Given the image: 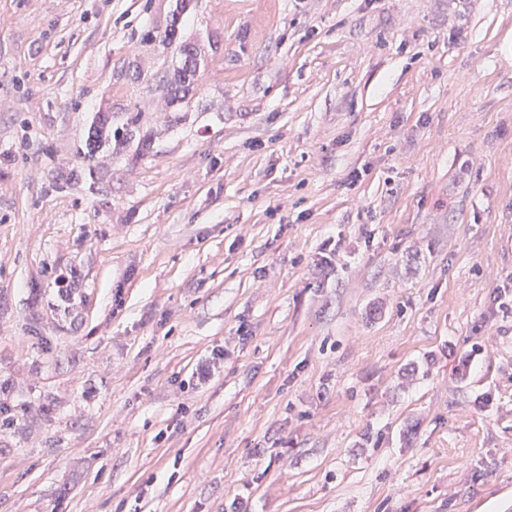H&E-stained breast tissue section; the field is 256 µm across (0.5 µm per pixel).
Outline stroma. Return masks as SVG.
Masks as SVG:
<instances>
[{
	"label": "stroma",
	"instance_id": "obj_1",
	"mask_svg": "<svg viewBox=\"0 0 512 512\" xmlns=\"http://www.w3.org/2000/svg\"><path fill=\"white\" fill-rule=\"evenodd\" d=\"M174 7L0 0V512H512V0ZM193 0H176L175 8L169 26L163 31L159 42L166 47L175 45L179 57V65L169 71L163 81V91L169 104H181L185 102L195 90L198 72L200 69V55L197 47L193 43L180 42L177 43V32L179 24L184 14ZM112 105L100 106L90 122L84 146L77 149L76 157L80 160L79 173L87 174L94 179L98 170L94 160L101 151L128 143L139 132L140 113L124 112L123 122L114 127L112 124Z\"/></svg>",
	"mask_w": 512,
	"mask_h": 512
}]
</instances>
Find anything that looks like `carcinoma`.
<instances>
[{"instance_id": "obj_1", "label": "carcinoma", "mask_w": 512, "mask_h": 512, "mask_svg": "<svg viewBox=\"0 0 512 512\" xmlns=\"http://www.w3.org/2000/svg\"><path fill=\"white\" fill-rule=\"evenodd\" d=\"M193 0H176L175 8L169 26L160 36V43L166 47H174L179 57V65L168 72L163 81V91L169 104H180L187 100L195 90L198 72L200 69V55L193 43L177 42L179 24ZM140 113H124L120 125L112 124V106H101L94 113L90 122L87 138L83 146L77 149L76 157L80 160L77 172H71L68 177L73 178L76 173H85L92 178L98 176L94 160L101 151L109 150L112 145L118 146L128 143L139 132Z\"/></svg>"}]
</instances>
